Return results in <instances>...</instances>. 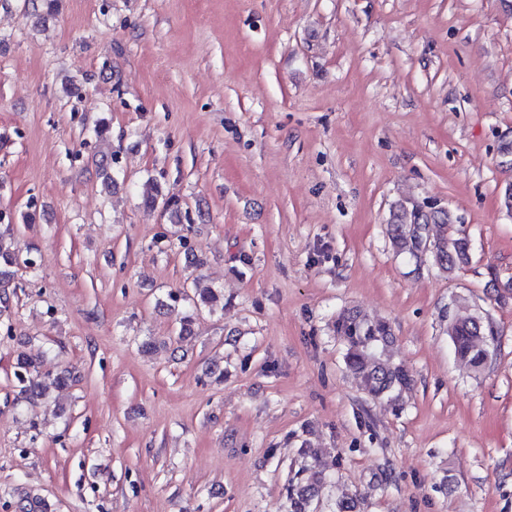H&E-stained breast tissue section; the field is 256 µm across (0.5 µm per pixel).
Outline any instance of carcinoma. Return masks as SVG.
I'll use <instances>...</instances> for the list:
<instances>
[{
  "label": "carcinoma",
  "mask_w": 512,
  "mask_h": 512,
  "mask_svg": "<svg viewBox=\"0 0 512 512\" xmlns=\"http://www.w3.org/2000/svg\"><path fill=\"white\" fill-rule=\"evenodd\" d=\"M451 218L445 209H432L425 213L418 207H407L404 203L395 204L389 217V238L396 253L416 257L420 241L411 231V226H423L424 235L431 239L436 249L434 260L441 269L450 273L469 263L468 241L464 237L448 236V224ZM23 264L32 266L31 257L20 259L5 243L0 234V281L8 282L13 268ZM183 296L192 302V311L180 316V333L190 331L195 315L206 308L213 310L223 299L220 291L203 284V277L192 279L190 291ZM336 333L346 344V362L357 376L363 389L373 398L401 391L410 385V377L401 364L392 362L386 353L392 336L389 324L383 321H370L359 313L349 311L336 321ZM489 336L487 328L480 318L469 315L460 317L453 326L452 344L458 360L471 369H480L485 365L487 350L483 348V339ZM15 377L23 388L33 397H42L50 387H62L66 384V375L43 376L38 371V363L28 357L17 360ZM323 477L319 472L304 468L300 480L288 490V512H310L311 503L317 487Z\"/></svg>",
  "instance_id": "cac0c4a2"
}]
</instances>
